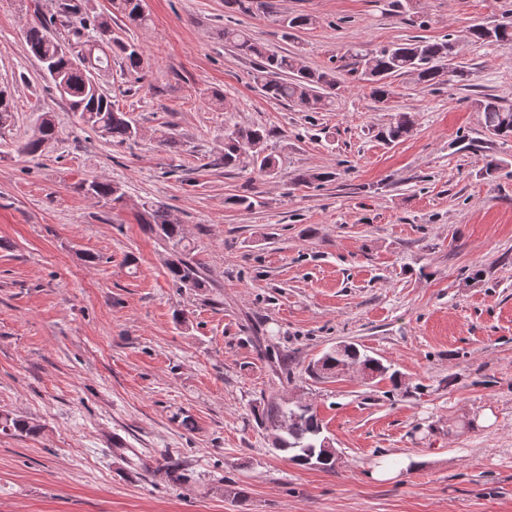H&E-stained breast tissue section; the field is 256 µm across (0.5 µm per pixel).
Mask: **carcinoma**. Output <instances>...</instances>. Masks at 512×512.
Here are the masks:
<instances>
[{
    "instance_id": "1",
    "label": "carcinoma",
    "mask_w": 512,
    "mask_h": 512,
    "mask_svg": "<svg viewBox=\"0 0 512 512\" xmlns=\"http://www.w3.org/2000/svg\"><path fill=\"white\" fill-rule=\"evenodd\" d=\"M113 9L131 24L146 22L143 0H112ZM58 24L67 32V40L81 47L85 61L74 63L61 49L59 38L50 32V27ZM472 41L481 44L512 47V22L494 26L476 24L469 29ZM30 53L46 65L45 74L53 84L65 85L61 96L66 99L71 111L79 114L82 122L90 125L102 137L114 144L133 142L138 137L136 120L128 113L112 105L111 99L102 91L98 83L91 81L92 71L112 68V57L122 60L129 74L139 73L141 50L132 43L110 38V23L100 15L81 11L79 0H56L55 12L48 21L37 20L25 33ZM224 42L233 45L241 53L255 58L257 68L253 75L255 85L262 94L273 100L287 101L302 112H325L330 110L336 88L339 84L336 69L307 71L301 68L297 57L279 53L254 41L242 29L224 28ZM356 67L351 72L359 79L368 82L371 95L379 102L391 95L389 79L400 75H410L426 87H434L451 82H463L468 71L448 62L457 57L456 43L448 38L442 41L412 39L405 43L383 47L375 52L353 54ZM482 116L485 134L490 138L512 139V108L504 106L493 95H485L475 102ZM15 123L14 106L7 91L0 89V130ZM414 120L411 114L401 112L394 121L379 130V136L388 143H395L412 130ZM59 130L48 113H43L32 136L19 146V151L28 156H36L43 151V145L58 138ZM277 136L273 128L264 126H238L224 135V154L220 157L226 168H236L249 161L267 176L277 174V162L268 152V141ZM80 189L88 196L110 200H122L118 184L93 177L80 184ZM140 223L155 233L170 246L175 260L166 261L169 278L175 288L195 292H206L211 283L205 270L184 245V225L160 204L143 206L139 215ZM351 361L379 377L390 376L394 386L401 385L396 374H388V367L379 360L360 353L350 344L343 352L336 349L324 353L310 363L307 373L313 379H326L336 374V369ZM261 427L272 431L280 424H287L283 433L273 443L277 450L289 454V460L304 465V459L312 458L316 466L332 471L335 461L329 459L323 450V428L317 414L309 404H290L276 396L267 399L262 413L258 416ZM40 432V425L8 412L0 414V433L15 436H34ZM112 452L123 455L129 467L147 474L165 471L174 483L184 481L181 466L173 460H146L135 454H127V448L112 441Z\"/></svg>"
}]
</instances>
